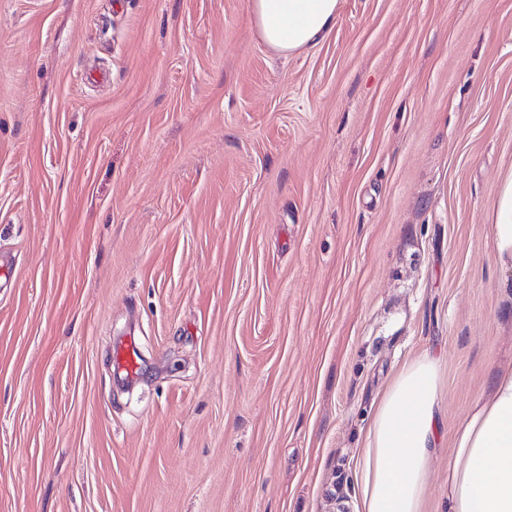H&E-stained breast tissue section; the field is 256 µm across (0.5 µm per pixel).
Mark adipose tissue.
Returning <instances> with one entry per match:
<instances>
[{
    "instance_id": "adipose-tissue-1",
    "label": "adipose tissue",
    "mask_w": 512,
    "mask_h": 512,
    "mask_svg": "<svg viewBox=\"0 0 512 512\" xmlns=\"http://www.w3.org/2000/svg\"><path fill=\"white\" fill-rule=\"evenodd\" d=\"M340 0H251L260 37L282 56L318 44ZM496 258L512 266V171L500 179L491 226ZM443 374L437 357L406 361L378 400L352 471L358 512H423L441 441ZM448 512H512V366L500 369L456 428L448 462Z\"/></svg>"
}]
</instances>
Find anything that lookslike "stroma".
I'll return each mask as SVG.
<instances>
[{
  "label": "stroma",
  "mask_w": 512,
  "mask_h": 512,
  "mask_svg": "<svg viewBox=\"0 0 512 512\" xmlns=\"http://www.w3.org/2000/svg\"><path fill=\"white\" fill-rule=\"evenodd\" d=\"M0 0V512H357L405 361L512 366V0ZM134 336L139 368L117 377ZM340 0H251L260 37L284 58L322 41L336 24ZM491 232L497 261L512 266V170L500 179Z\"/></svg>",
  "instance_id": "35a3bbf8"
}]
</instances>
